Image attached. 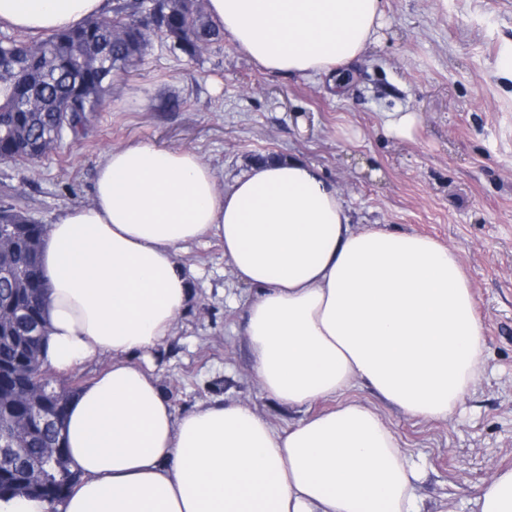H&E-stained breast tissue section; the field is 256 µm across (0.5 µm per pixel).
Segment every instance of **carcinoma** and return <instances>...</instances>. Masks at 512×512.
<instances>
[{"label":"carcinoma","mask_w":512,"mask_h":512,"mask_svg":"<svg viewBox=\"0 0 512 512\" xmlns=\"http://www.w3.org/2000/svg\"><path fill=\"white\" fill-rule=\"evenodd\" d=\"M113 22L123 35L114 37L96 17L73 29L40 40H0V160L33 162L61 139L56 129L76 137L84 132L87 113L101 103L112 74L141 61L158 38L172 52L193 61L224 38L198 8L196 0H116ZM0 229L17 237L18 247L0 256V304L19 302L24 314L10 332L0 331V432L30 421L26 447L6 473H0V496L35 495L50 502L78 479L61 448V461L43 459L42 449L57 441L66 403L78 388L42 406L56 423L32 418L34 407L17 395L52 382L41 359L46 333L47 288L39 269L41 225L14 204H0Z\"/></svg>","instance_id":"carcinoma-1"}]
</instances>
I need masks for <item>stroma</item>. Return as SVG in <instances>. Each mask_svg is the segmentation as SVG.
Listing matches in <instances>:
<instances>
[{"instance_id": "obj_1", "label": "stroma", "mask_w": 512, "mask_h": 512, "mask_svg": "<svg viewBox=\"0 0 512 512\" xmlns=\"http://www.w3.org/2000/svg\"><path fill=\"white\" fill-rule=\"evenodd\" d=\"M382 41L332 74L268 72L232 40L198 60L160 44L113 75L84 135L35 162L0 161V198L38 223L89 202L106 150L135 141L197 152L220 184L257 154L296 157L336 182L360 227L416 232L456 248L483 323L486 371L449 421L411 418L359 384L349 399L376 409L423 469V512H473L475 489L512 467V0H383ZM178 99L176 110L166 107ZM416 113L412 134L385 128ZM192 296L152 361L177 413L216 399L251 406L280 427L325 409H291L263 394L243 332L251 289L209 236L179 253Z\"/></svg>"}]
</instances>
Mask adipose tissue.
I'll return each mask as SVG.
<instances>
[{
	"mask_svg": "<svg viewBox=\"0 0 512 512\" xmlns=\"http://www.w3.org/2000/svg\"><path fill=\"white\" fill-rule=\"evenodd\" d=\"M107 0H0V24L39 35L103 15ZM212 22L266 70L340 69L378 43L382 0H206ZM249 286L244 333L261 391L334 407L282 428L217 400L175 414L140 361L172 336L192 293L177 260L205 236ZM45 364L101 353L111 369L69 400L64 446L79 480L62 501L14 496L0 512H422L423 477L372 407L451 419L484 371L482 323L454 247L359 228L335 182L298 158L258 162L230 185L193 151H107L89 204L65 208L40 254ZM478 512H512V469L477 489Z\"/></svg>",
	"mask_w": 512,
	"mask_h": 512,
	"instance_id": "adipose-tissue-1",
	"label": "adipose tissue"
}]
</instances>
